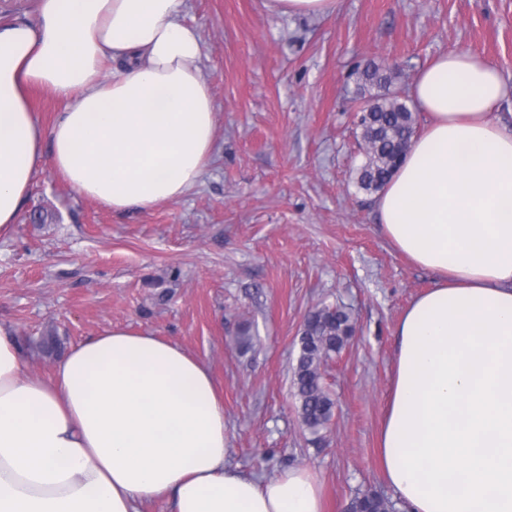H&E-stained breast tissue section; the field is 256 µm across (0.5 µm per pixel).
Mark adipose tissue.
I'll return each mask as SVG.
<instances>
[{
  "instance_id": "adipose-tissue-1",
  "label": "adipose tissue",
  "mask_w": 512,
  "mask_h": 512,
  "mask_svg": "<svg viewBox=\"0 0 512 512\" xmlns=\"http://www.w3.org/2000/svg\"><path fill=\"white\" fill-rule=\"evenodd\" d=\"M186 0H38L0 22V235L36 164L112 210L178 199L216 147L203 43ZM119 62L103 72L105 60ZM65 100L51 125L28 90ZM411 97L426 116L375 205L389 242L435 282L405 309L380 463L408 512H512V85L485 58L440 54ZM224 403L179 345L103 329L30 374L0 324V512H325L307 467L228 466Z\"/></svg>"
}]
</instances>
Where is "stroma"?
<instances>
[{
	"label": "stroma",
	"instance_id": "1",
	"mask_svg": "<svg viewBox=\"0 0 512 512\" xmlns=\"http://www.w3.org/2000/svg\"><path fill=\"white\" fill-rule=\"evenodd\" d=\"M202 36L217 146L200 182L118 212L74 192L43 158L13 232L0 237V323L50 375L62 349L108 327L148 332L201 360L224 395L229 460L244 474L306 466L328 512L357 494L398 496L377 461L405 308L431 288L384 237L354 183L356 71L394 66L409 94L435 56L469 51L512 83V0H338L327 17L264 0H188ZM345 307L355 334L328 360L336 407L321 443L292 388L306 314Z\"/></svg>",
	"mask_w": 512,
	"mask_h": 512
}]
</instances>
